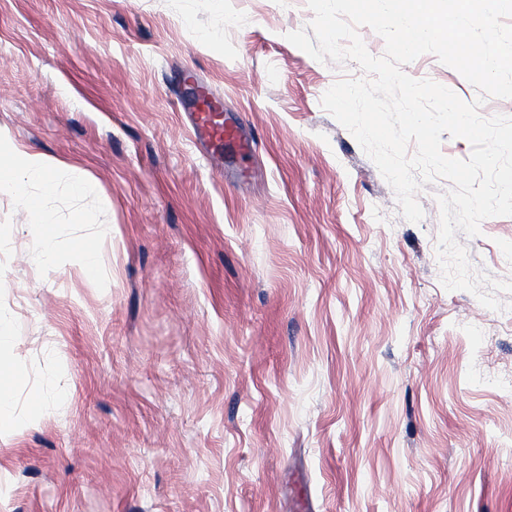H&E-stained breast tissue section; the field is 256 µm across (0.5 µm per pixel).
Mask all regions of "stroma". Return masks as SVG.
<instances>
[{"label": "stroma", "mask_w": 512, "mask_h": 512, "mask_svg": "<svg viewBox=\"0 0 512 512\" xmlns=\"http://www.w3.org/2000/svg\"><path fill=\"white\" fill-rule=\"evenodd\" d=\"M312 18L307 0H0V139L57 183L50 269L0 194L20 420L0 429V512H512V216L456 235L500 309L447 290L451 184L402 215L321 105L362 70L286 38ZM179 69L245 159L204 158ZM404 71L512 118L433 54Z\"/></svg>", "instance_id": "1"}]
</instances>
